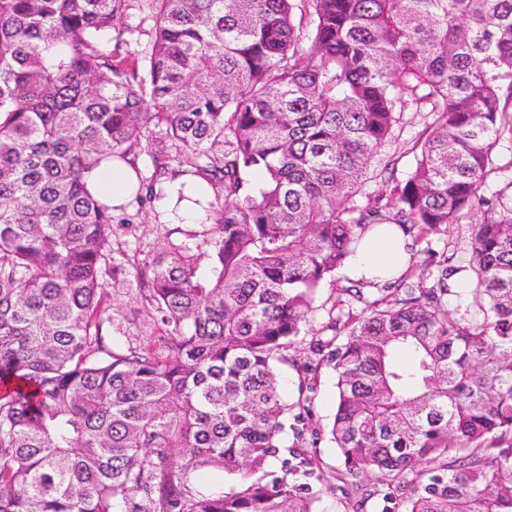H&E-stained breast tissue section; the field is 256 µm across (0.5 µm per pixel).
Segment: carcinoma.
I'll return each mask as SVG.
<instances>
[{"mask_svg":"<svg viewBox=\"0 0 512 512\" xmlns=\"http://www.w3.org/2000/svg\"><path fill=\"white\" fill-rule=\"evenodd\" d=\"M134 8L147 45L106 50ZM511 102L512 0H0V512H315L279 369L318 290L373 225L416 241L473 210L467 264L346 280L313 350L352 512L381 488L402 512H512V179L482 193ZM405 105L433 117L415 165L385 163L362 206ZM152 124L139 199L202 179L213 220L205 252L142 275L161 336L124 348L87 184ZM207 468L229 491L190 481Z\"/></svg>","mask_w":512,"mask_h":512,"instance_id":"cac0c4a2","label":"carcinoma"}]
</instances>
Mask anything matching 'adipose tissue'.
Masks as SVG:
<instances>
[{
	"instance_id": "obj_1",
	"label": "adipose tissue",
	"mask_w": 512,
	"mask_h": 512,
	"mask_svg": "<svg viewBox=\"0 0 512 512\" xmlns=\"http://www.w3.org/2000/svg\"><path fill=\"white\" fill-rule=\"evenodd\" d=\"M89 184L116 210L127 206L138 189L134 170L120 160L113 161L106 170L94 172ZM163 191V198L155 203L162 223L197 225L206 222L208 211L200 204L206 196L205 183L184 185L176 180L165 183ZM408 257L405 238L396 227L388 224L362 239L356 254L346 265V274L354 280L385 279L402 272Z\"/></svg>"
}]
</instances>
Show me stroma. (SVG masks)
I'll use <instances>...</instances> for the list:
<instances>
[{
	"label": "stroma",
	"mask_w": 512,
	"mask_h": 512,
	"mask_svg": "<svg viewBox=\"0 0 512 512\" xmlns=\"http://www.w3.org/2000/svg\"><path fill=\"white\" fill-rule=\"evenodd\" d=\"M432 118L428 113L405 107L396 127L397 138L383 149L384 154L399 157L398 171L404 172L413 164L411 151L414 143L423 138ZM479 218L470 213L460 223L450 225L447 233L428 234L418 242L409 269L410 276H418L425 269L430 252L446 253L451 264L465 263L470 251V226ZM200 228L182 226L173 230L171 225L155 220L152 204L131 203L117 214L112 224V265L114 276L109 313L112 317V334L123 346H139L156 335L157 326L151 318L139 288L141 273L149 268L153 258L163 249L172 246L199 244ZM335 286L324 285L318 292L314 309L307 318L303 341L289 350V364L280 369V383L289 399L307 397L310 414L300 427L302 447L313 462L314 476L309 483L316 498L317 512H351L350 492L347 485L338 481L336 472L341 462L327 429L336 411V386L333 371L319 364L311 345L327 338L326 324L335 307Z\"/></svg>",
	"instance_id": "1"
}]
</instances>
